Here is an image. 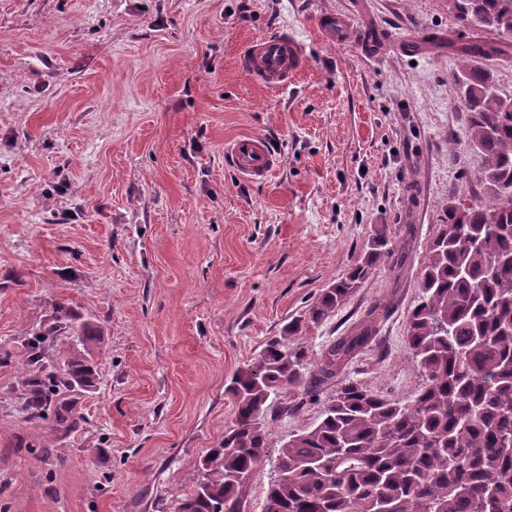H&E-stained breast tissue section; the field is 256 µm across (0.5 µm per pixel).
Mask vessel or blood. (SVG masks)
I'll return each mask as SVG.
<instances>
[{
    "mask_svg": "<svg viewBox=\"0 0 512 512\" xmlns=\"http://www.w3.org/2000/svg\"><path fill=\"white\" fill-rule=\"evenodd\" d=\"M317 29L332 42H356L357 31L347 18L320 15ZM304 66V55L288 32L267 34L247 44L238 57L239 69L266 88L287 86ZM224 161L241 177L259 182L271 176L279 160L269 144L259 136L245 135L232 140L224 149Z\"/></svg>",
    "mask_w": 512,
    "mask_h": 512,
    "instance_id": "vessel-or-blood-1",
    "label": "vessel or blood"
}]
</instances>
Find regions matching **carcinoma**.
I'll return each mask as SVG.
<instances>
[{
	"mask_svg": "<svg viewBox=\"0 0 512 512\" xmlns=\"http://www.w3.org/2000/svg\"><path fill=\"white\" fill-rule=\"evenodd\" d=\"M463 27L490 30L461 48L453 84L469 112V140L478 156L473 176L486 199L448 202L428 246L417 282L418 300L406 341L425 383L407 399H388L347 378L321 399L318 388L342 374L378 335L382 307L373 305L346 335L308 367L303 328L345 303L383 258H403L385 233L369 241L364 258L325 289L308 316L288 323L257 362L235 374L229 392L235 418L175 512H243V491L275 456L263 512H512V104H504L488 70L475 60L512 51V0H448ZM53 322L34 333L30 362L47 368L42 344L65 330L82 344L98 330L76 321L58 303ZM70 386H86L87 357L64 361ZM24 407L45 408L38 379L25 381ZM299 395L295 406L324 401L319 420L292 434L276 451L267 440L271 399ZM72 404L58 400L53 425L65 427Z\"/></svg>",
	"mask_w": 512,
	"mask_h": 512,
	"instance_id": "1",
	"label": "carcinoma"
}]
</instances>
